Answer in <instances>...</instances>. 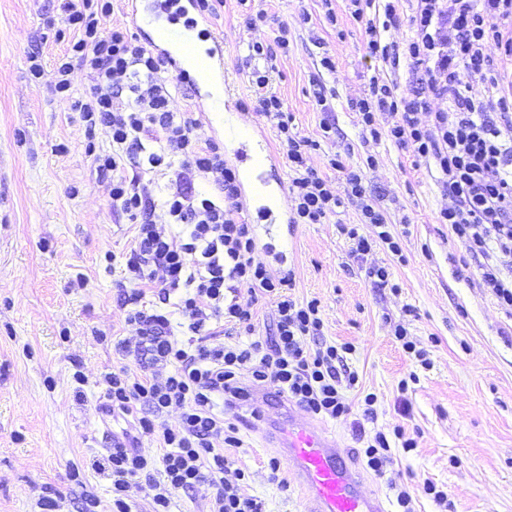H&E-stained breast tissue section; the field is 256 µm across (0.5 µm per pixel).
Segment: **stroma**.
<instances>
[{
    "instance_id": "stroma-1",
    "label": "stroma",
    "mask_w": 512,
    "mask_h": 512,
    "mask_svg": "<svg viewBox=\"0 0 512 512\" xmlns=\"http://www.w3.org/2000/svg\"><path fill=\"white\" fill-rule=\"evenodd\" d=\"M59 0H0V512H43L51 497L57 512H82L97 499L109 512V480L92 467L112 439L132 431L112 416L106 373L138 363L119 351L131 337L122 283L133 246V224L112 209L106 178L85 152L87 141L110 150L111 135L87 137L79 115L60 102L49 77L69 34ZM335 11L331 27L326 10ZM266 12L270 25L248 28L247 15ZM287 23L290 47L272 62L270 86L285 102L294 132L315 140L307 164L327 174L340 154L361 171L369 191L381 193L389 229L403 254L376 243L359 257L342 225L374 239L358 207L343 200L321 224L288 227L284 263L265 245L253 258L272 273L292 275L289 294L321 302L323 339L346 346L344 362L358 382L343 387L351 410L326 420L329 433L363 466L366 491H378L389 512H401L398 488L412 496L413 512H512V308L480 283L477 259L450 225L439 223L444 203L435 168L385 140L375 167H367L359 116L350 99L367 93L374 71L365 57L363 25L351 22L347 0H224L210 27L224 38V66L238 99L250 87L248 45L274 38ZM344 38H337V29ZM39 53L45 77L34 78L29 56ZM331 58L335 73L321 66ZM324 89L335 127L323 133L315 93ZM388 267L393 287H378L369 270ZM424 350L416 359L394 334ZM374 394V419L363 415ZM252 402L232 415L242 444L226 449L250 478L245 494L267 512H302L303 494L288 465L271 474L279 451L265 422L250 416ZM403 425L417 441L392 445L385 475L366 468L363 450L376 432ZM446 504H439L435 492Z\"/></svg>"
}]
</instances>
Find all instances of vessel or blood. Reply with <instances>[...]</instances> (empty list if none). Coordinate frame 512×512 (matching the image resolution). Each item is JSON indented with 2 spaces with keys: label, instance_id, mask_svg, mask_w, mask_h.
I'll list each match as a JSON object with an SVG mask.
<instances>
[{
  "label": "vessel or blood",
  "instance_id": "b4317fda",
  "mask_svg": "<svg viewBox=\"0 0 512 512\" xmlns=\"http://www.w3.org/2000/svg\"><path fill=\"white\" fill-rule=\"evenodd\" d=\"M209 38L210 47L200 53L173 24L157 29V42L166 46L171 66H179V53H196L193 87L222 86V96L213 107H200V116L207 121L212 112L223 113L224 154L241 175L251 223L267 235L288 213L286 186L277 175L280 159L265 132L244 119L238 98L227 87L222 37L213 32ZM268 434L287 456L290 471L306 494L305 512H388L380 494L363 493L365 478L351 450L316 420L296 421L283 413L270 420Z\"/></svg>",
  "mask_w": 512,
  "mask_h": 512
}]
</instances>
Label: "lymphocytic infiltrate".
Instances as JSON below:
<instances>
[{"label": "lymphocytic infiltrate", "instance_id": "lymphocytic-infiltrate-1", "mask_svg": "<svg viewBox=\"0 0 512 512\" xmlns=\"http://www.w3.org/2000/svg\"><path fill=\"white\" fill-rule=\"evenodd\" d=\"M349 2L351 19L365 26L369 59L390 65L409 60L416 75L407 94L373 75L367 94L350 100V110L360 116L368 166L376 164L371 147L385 138L432 164L447 199L440 223L450 225L480 258L482 286L512 307V74L502 67L512 59V0H414L410 36L401 47L385 42L375 20L367 18L374 0ZM60 8L72 30L70 49L49 74L39 55H31L30 71L37 78L50 76L61 101L80 112L87 133L100 127L111 133V151L94 154L93 163L108 179L113 210L136 225L126 263L131 285L126 323L135 338L121 347L143 373L133 376L122 368L106 374V396L113 411L156 434L162 450L149 459L118 441L96 461L112 484V512H130L128 492L141 477L152 492V512H171L177 492L204 483L216 489L212 512H265L261 499L242 493L246 475L231 470L224 454L241 445L223 409L245 399L242 377L272 385L309 412L332 419L349 413L340 385H355L357 377L341 374L343 357L336 346L310 348L323 334L319 301H295L288 294L292 278L274 277L254 262L256 239L252 225L240 218L237 171L223 148L202 134L199 120L170 110L167 61L126 31L100 28L112 0H62ZM77 64L94 81L84 100L71 97L69 75ZM463 69L478 79V87L463 84ZM249 82L259 111L277 122L292 171L293 223H321L341 204L335 180L307 166L315 142L291 133L284 102L271 91L267 73L253 69ZM424 113L429 122L421 121ZM176 163L181 171L162 202H155L141 183L142 170ZM328 165L342 173L364 223L379 229L373 241L347 229L355 254L369 253L378 241L401 255L387 213L368 193L362 173L348 169L338 155ZM194 171L211 179L215 195L195 189ZM230 281L246 286L253 298L273 301L271 342L255 340L244 347L218 342L215 322L247 325L254 317L253 309L227 300ZM151 288L160 300H173L174 313L147 306L145 292ZM205 299L210 308L202 307ZM178 328L187 330V343L175 340ZM173 406L181 411L174 427L164 421ZM228 470L234 480L225 479Z\"/></svg>", "mask_w": 512, "mask_h": 512}]
</instances>
